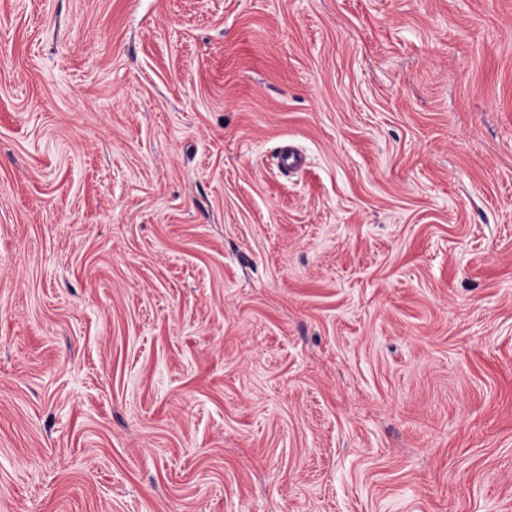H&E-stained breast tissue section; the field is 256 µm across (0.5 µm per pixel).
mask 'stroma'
I'll use <instances>...</instances> for the list:
<instances>
[{
	"instance_id": "35a3bbf8",
	"label": "stroma",
	"mask_w": 512,
	"mask_h": 512,
	"mask_svg": "<svg viewBox=\"0 0 512 512\" xmlns=\"http://www.w3.org/2000/svg\"><path fill=\"white\" fill-rule=\"evenodd\" d=\"M0 512H512V0H0Z\"/></svg>"
}]
</instances>
